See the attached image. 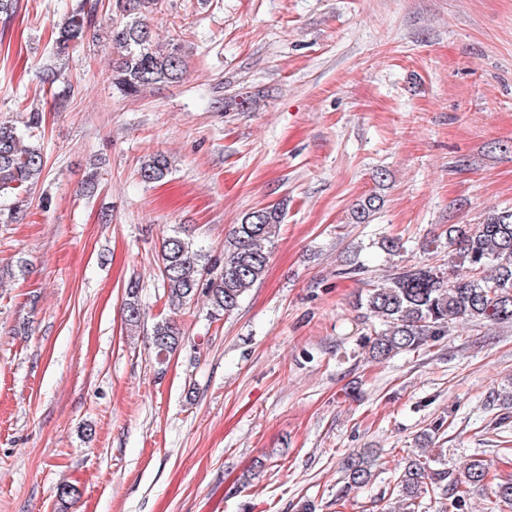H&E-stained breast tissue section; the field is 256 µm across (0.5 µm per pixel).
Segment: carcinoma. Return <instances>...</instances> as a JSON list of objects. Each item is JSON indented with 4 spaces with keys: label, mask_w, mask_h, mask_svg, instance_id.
Returning a JSON list of instances; mask_svg holds the SVG:
<instances>
[{
    "label": "carcinoma",
    "mask_w": 512,
    "mask_h": 512,
    "mask_svg": "<svg viewBox=\"0 0 512 512\" xmlns=\"http://www.w3.org/2000/svg\"><path fill=\"white\" fill-rule=\"evenodd\" d=\"M159 0H115L125 23L110 30L108 40L116 49L112 59V84L126 96L136 97L158 82H176L185 72L179 48L159 44L149 15ZM95 24L92 11L79 7L67 13L56 32L55 53L64 55L81 42ZM41 125L32 112L20 129L0 123V217L18 222L24 216L23 195L37 183L46 167L41 148L24 144ZM171 169L161 153L144 160L139 176L145 183L163 180ZM383 198L371 193L351 212L355 224H367L381 209ZM282 212L266 206L246 214L232 229L221 268L203 264L205 254L178 230L163 239L160 274L168 302L180 306L196 295L206 297L210 315H229L262 279L269 261L267 245L278 236ZM448 262L438 266L419 262L395 265L380 284H372L358 303L365 324L362 348L373 360H385L402 352H416L448 336L457 325L512 323V207L492 208L477 224H450L446 229ZM125 322L140 325L142 312L137 285L126 289ZM183 339L174 321L157 322L151 347L159 359L175 351ZM376 458L351 461L346 468L348 484H369ZM483 460L473 458L457 474L446 460L411 458L399 476L403 510L418 498L432 494L441 500L440 512H464L471 487L488 483Z\"/></svg>",
    "instance_id": "obj_1"
}]
</instances>
